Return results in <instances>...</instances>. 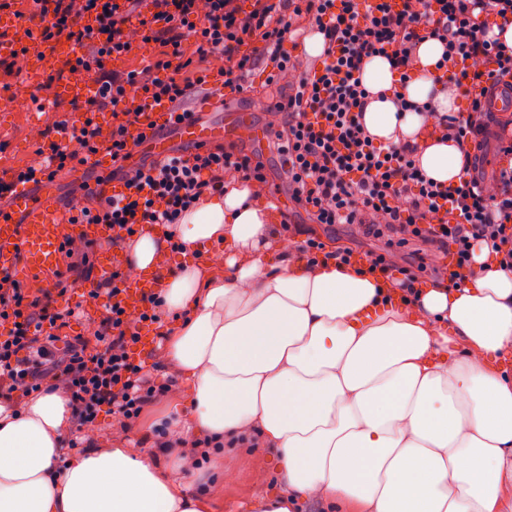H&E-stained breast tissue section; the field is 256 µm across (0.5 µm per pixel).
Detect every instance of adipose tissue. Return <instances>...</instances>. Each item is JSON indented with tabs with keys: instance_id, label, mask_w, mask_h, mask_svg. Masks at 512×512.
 <instances>
[{
	"instance_id": "1",
	"label": "adipose tissue",
	"mask_w": 512,
	"mask_h": 512,
	"mask_svg": "<svg viewBox=\"0 0 512 512\" xmlns=\"http://www.w3.org/2000/svg\"><path fill=\"white\" fill-rule=\"evenodd\" d=\"M445 52L421 41L402 89L438 112L458 109L439 80ZM395 74L364 68L363 124L375 142L409 141L422 171L454 183L455 142L410 112L397 120ZM255 183L226 178L174 229L147 227L129 253L132 275H155L165 312L184 316L164 359L187 385L182 414L198 437L234 445L257 436L276 456L279 491L254 512L300 504L359 512H505L512 507V270L475 243L462 287L432 285L405 303L397 286L337 266L302 263L280 241ZM74 423L68 396L48 390L18 416L0 403V512H208L209 487L186 494L188 464L155 452L90 447L58 460Z\"/></svg>"
}]
</instances>
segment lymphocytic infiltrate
<instances>
[{"mask_svg": "<svg viewBox=\"0 0 512 512\" xmlns=\"http://www.w3.org/2000/svg\"><path fill=\"white\" fill-rule=\"evenodd\" d=\"M29 28L0 27V45L71 42L76 52L49 74L51 87L82 75L88 96L73 101L82 112L71 127L69 115L53 114L39 134L36 161L0 180V216L7 215L19 187L54 182L64 169L85 167L97 180H118L126 193L102 198L87 194L72 224L111 227L108 242L65 236L60 252L65 270L53 288L0 271V401L23 399L45 388L68 395L81 432L95 431L103 412L129 429L144 409L165 392L135 356L145 326L159 323L157 294L129 312L120 296L130 278L127 268L98 275L93 261L102 245L123 248L140 225L180 223L204 198L224 192V178L265 182L260 162L221 148L192 151L150 163L130 165L138 146L131 130L148 106L168 104L179 111L194 86L206 84L209 71L194 82L180 80L195 58L183 44L194 40L196 58L220 57L223 88L243 92V81L259 58L270 64L268 82L287 94L272 106L280 118V138L288 151V198L315 223L357 224L381 248L366 252L370 272L401 286L412 300L428 276L462 286L470 273L473 242H485L503 267L512 268V166L491 176L480 173L489 112L484 96L496 73L512 74V50L490 27L491 19L512 25V0H377L363 11L362 0H29ZM322 35L324 50L302 63L282 49L286 34ZM428 38L441 40L446 54L438 68L453 82L465 105L436 112L429 104L400 100L398 118L415 112L431 121L444 138L455 141L465 158L466 175L456 185L433 182L416 163L413 145L375 143L363 125L368 93L361 75L366 61L385 56L401 79H408L412 55ZM157 44L161 53L141 70L111 69L112 58ZM106 154L108 171H96L91 158ZM419 245L417 262L397 265L395 253ZM454 265H447V257ZM88 285L87 297L103 299L92 328L95 347L81 337L61 339L56 328L81 315V307L61 306L76 282Z\"/></svg>", "mask_w": 512, "mask_h": 512, "instance_id": "f902f5d3", "label": "lymphocytic infiltrate"}]
</instances>
